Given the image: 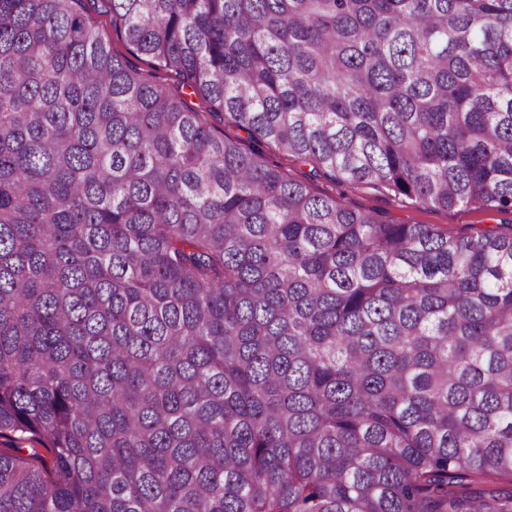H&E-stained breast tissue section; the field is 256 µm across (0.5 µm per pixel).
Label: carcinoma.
Wrapping results in <instances>:
<instances>
[{
  "instance_id": "1",
  "label": "carcinoma",
  "mask_w": 512,
  "mask_h": 512,
  "mask_svg": "<svg viewBox=\"0 0 512 512\" xmlns=\"http://www.w3.org/2000/svg\"><path fill=\"white\" fill-rule=\"evenodd\" d=\"M99 2L0 0V512H512V225L261 149L512 212V0ZM262 150L270 163H278L286 167L291 178L308 181L306 174L308 173L310 166L293 160H288V162L285 161L280 152L274 147L267 146L263 147ZM339 193L343 195L344 201L354 208L377 210L396 222L407 224H438L454 228L468 224H512L511 213L476 211L465 207L448 210L417 207L408 199L395 200L393 196L365 186H336V196ZM46 447L45 443L29 434L22 439L19 438V435L10 433L0 435V452L2 454L27 456L34 461H39L51 458L50 451Z\"/></svg>"
}]
</instances>
